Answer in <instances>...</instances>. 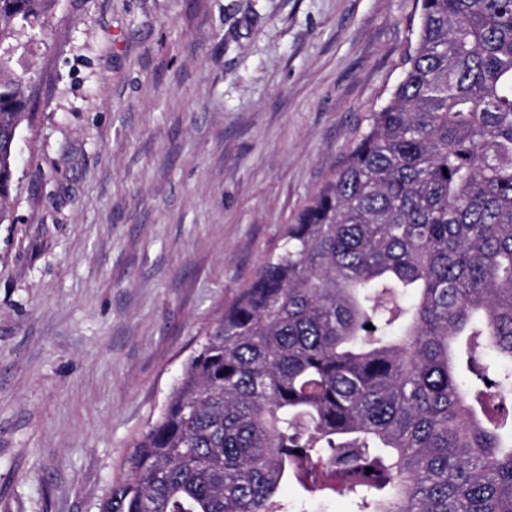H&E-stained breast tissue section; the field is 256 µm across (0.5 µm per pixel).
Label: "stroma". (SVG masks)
Masks as SVG:
<instances>
[{
	"mask_svg": "<svg viewBox=\"0 0 512 512\" xmlns=\"http://www.w3.org/2000/svg\"><path fill=\"white\" fill-rule=\"evenodd\" d=\"M416 0H56L0 224V512H103L222 308L401 75ZM290 512L353 498L281 486Z\"/></svg>",
	"mask_w": 512,
	"mask_h": 512,
	"instance_id": "obj_1",
	"label": "stroma"
}]
</instances>
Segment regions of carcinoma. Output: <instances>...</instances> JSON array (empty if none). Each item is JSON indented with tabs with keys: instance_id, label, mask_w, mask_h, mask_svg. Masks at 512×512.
Instances as JSON below:
<instances>
[{
	"instance_id": "cac0c4a2",
	"label": "carcinoma",
	"mask_w": 512,
	"mask_h": 512,
	"mask_svg": "<svg viewBox=\"0 0 512 512\" xmlns=\"http://www.w3.org/2000/svg\"><path fill=\"white\" fill-rule=\"evenodd\" d=\"M0 0V224L30 99ZM402 76L203 336L106 512H512V0H419ZM373 472H367V469ZM282 498L288 502L291 510L304 508L308 512H357L358 508L353 498L330 494L320 496L318 493L310 492L295 481H289L280 487Z\"/></svg>"
}]
</instances>
